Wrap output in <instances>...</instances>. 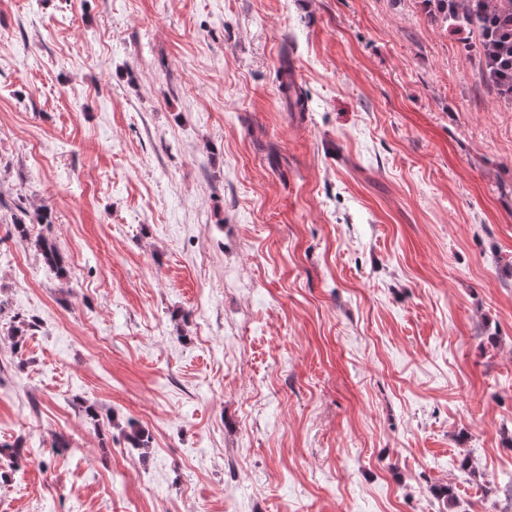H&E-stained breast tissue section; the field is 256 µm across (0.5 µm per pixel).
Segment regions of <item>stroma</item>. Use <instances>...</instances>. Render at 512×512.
I'll list each match as a JSON object with an SVG mask.
<instances>
[{
    "label": "stroma",
    "mask_w": 512,
    "mask_h": 512,
    "mask_svg": "<svg viewBox=\"0 0 512 512\" xmlns=\"http://www.w3.org/2000/svg\"><path fill=\"white\" fill-rule=\"evenodd\" d=\"M477 40L424 0H0V512H512ZM282 80L280 83L281 93L284 95L285 106L291 112L293 108H297L299 112L304 111V95L298 88L296 89L292 79L288 81V77H291V71L288 69V65L281 71ZM17 211L21 213L20 216L13 214V225L17 237L21 242L29 243L42 257L46 266L55 270L57 274H65L66 270L63 266V260L56 245L55 239L48 235H38L35 240H31L29 236V227L25 217H28L27 209L20 204L16 207Z\"/></svg>",
    "instance_id": "1"
}]
</instances>
